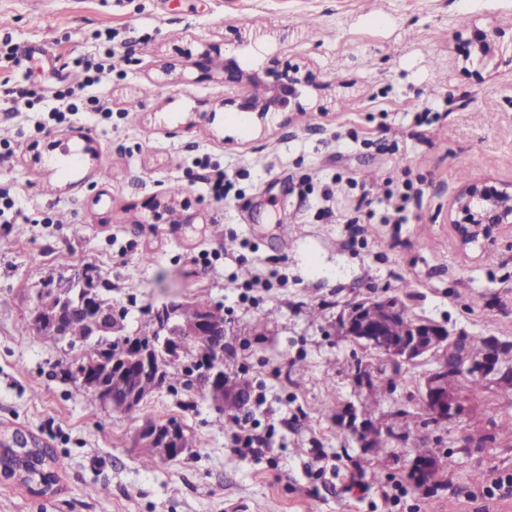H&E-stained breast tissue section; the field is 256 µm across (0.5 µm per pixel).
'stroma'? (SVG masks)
Returning <instances> with one entry per match:
<instances>
[{
	"mask_svg": "<svg viewBox=\"0 0 512 512\" xmlns=\"http://www.w3.org/2000/svg\"><path fill=\"white\" fill-rule=\"evenodd\" d=\"M475 26L512 27V0H0L14 55L0 82L32 101L0 110V188L30 218L0 227V437L21 432L64 463L47 494L0 481V512H512V498L481 496L490 474H512V387L483 378L459 417L408 428L401 414L417 412L437 358L396 373L337 332L352 304L391 296L452 338L512 345V239L464 248L451 224L463 183H512V43L466 75L458 34ZM200 39L248 69L308 67L320 84L263 127L220 108L219 81L158 83L160 63ZM110 50L111 74L84 85L79 60ZM70 89L84 110L38 131ZM204 159L224 169V200ZM390 178L414 184L408 223L382 221ZM174 184L184 223H151L150 201ZM87 267L130 333L174 296L223 308L224 371L249 381L242 414L273 427L267 453L231 448V416L200 388L161 389L131 416L63 378L81 351L33 317L47 283ZM258 273L268 287L245 290ZM171 418L191 447L143 467L139 428ZM356 421L398 438L361 447ZM424 458L436 475L421 483Z\"/></svg>",
	"mask_w": 512,
	"mask_h": 512,
	"instance_id": "obj_1",
	"label": "stroma"
}]
</instances>
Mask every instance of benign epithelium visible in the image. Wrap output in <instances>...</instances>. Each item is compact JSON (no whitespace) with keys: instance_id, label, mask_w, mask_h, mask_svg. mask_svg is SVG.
<instances>
[{"instance_id":"benign-epithelium-1","label":"benign epithelium","mask_w":512,"mask_h":512,"mask_svg":"<svg viewBox=\"0 0 512 512\" xmlns=\"http://www.w3.org/2000/svg\"><path fill=\"white\" fill-rule=\"evenodd\" d=\"M503 30L490 32L474 28L465 40L466 53L463 68L481 75L494 59ZM190 67L198 72L199 80H218L224 87L238 93L224 99V105L239 112L251 114L262 122L279 112H303L301 89L318 86L317 75L298 65L282 66L275 59L260 70L244 68L238 57L221 48L214 41L200 40L195 51H186ZM451 209L459 218L452 221L462 245L481 248L494 243L505 232H512V187L502 183L474 181L465 185L454 197ZM151 219L168 224L181 223L178 202L174 198L156 200ZM404 315L402 305L394 298L382 297L352 305L340 319L338 328L342 336L357 345L371 349L394 365L415 362L435 352L454 349L458 340L448 339V329L430 321L408 322L407 333L390 336L386 326L391 320ZM86 316L90 335L105 336L119 329L122 315L115 311H99L85 295L77 299L59 289H47L40 297L34 321L37 327L45 324L62 329L73 317ZM158 333L148 345L132 343L137 352L134 360L122 367L135 386L126 396L125 404H134L140 398L137 383L152 376L153 351L161 347L174 360L185 357L191 345L203 336L217 340L207 358L194 362L203 366L194 371L217 406L243 407L248 401L247 384L241 379L224 378V327L215 326L206 308H188V302L174 297L152 311ZM467 369L478 378L501 373L498 348L491 344ZM421 409L435 423H443L459 415L462 409L460 395L448 381V366L442 364L432 370L419 389ZM135 445L138 448H166L177 452L182 446L181 425L172 420L149 422L141 429ZM0 478L22 484L30 481V470L25 467L8 469L0 464Z\"/></svg>"}]
</instances>
